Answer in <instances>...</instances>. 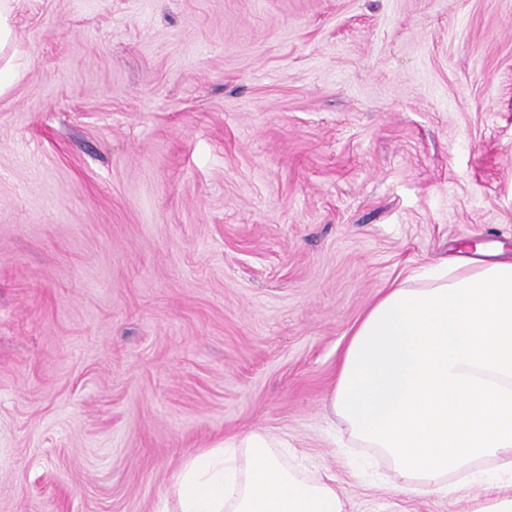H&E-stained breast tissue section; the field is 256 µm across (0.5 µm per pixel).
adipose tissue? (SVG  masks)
Wrapping results in <instances>:
<instances>
[{"label": "adipose tissue", "mask_w": 512, "mask_h": 512, "mask_svg": "<svg viewBox=\"0 0 512 512\" xmlns=\"http://www.w3.org/2000/svg\"><path fill=\"white\" fill-rule=\"evenodd\" d=\"M409 493L512 512V261L473 259L384 289L356 323L328 397ZM156 512H345L260 430L189 456Z\"/></svg>", "instance_id": "obj_1"}]
</instances>
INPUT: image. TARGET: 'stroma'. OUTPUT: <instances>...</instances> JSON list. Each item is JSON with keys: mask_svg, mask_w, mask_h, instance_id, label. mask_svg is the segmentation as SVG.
Listing matches in <instances>:
<instances>
[{"mask_svg": "<svg viewBox=\"0 0 512 512\" xmlns=\"http://www.w3.org/2000/svg\"><path fill=\"white\" fill-rule=\"evenodd\" d=\"M0 512H154L225 436L408 495L326 405L381 288L512 260V0H16Z\"/></svg>", "mask_w": 512, "mask_h": 512, "instance_id": "35a3bbf8", "label": "stroma"}]
</instances>
